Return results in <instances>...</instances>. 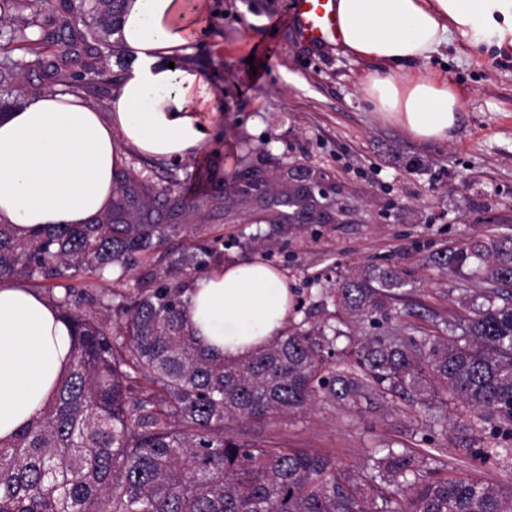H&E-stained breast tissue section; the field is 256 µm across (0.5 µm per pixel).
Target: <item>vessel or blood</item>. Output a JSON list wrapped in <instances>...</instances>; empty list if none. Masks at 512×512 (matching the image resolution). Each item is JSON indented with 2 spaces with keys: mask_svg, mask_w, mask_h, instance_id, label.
<instances>
[{
  "mask_svg": "<svg viewBox=\"0 0 512 512\" xmlns=\"http://www.w3.org/2000/svg\"><path fill=\"white\" fill-rule=\"evenodd\" d=\"M299 40L313 47H325L339 38L336 0H292L285 19Z\"/></svg>",
  "mask_w": 512,
  "mask_h": 512,
  "instance_id": "b4317fda",
  "label": "vessel or blood"
}]
</instances>
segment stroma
I'll use <instances>...</instances> for the list:
<instances>
[{"label":"stroma","instance_id":"obj_1","mask_svg":"<svg viewBox=\"0 0 512 512\" xmlns=\"http://www.w3.org/2000/svg\"><path fill=\"white\" fill-rule=\"evenodd\" d=\"M212 9L208 35L185 59L209 69L224 93L218 134L236 159L216 157L220 177L238 169L248 146L249 166L267 175L271 191H287L290 176L310 177L335 196L338 216L327 224L290 223L267 209L265 197L230 195L202 215L176 216L179 224H203L202 234L172 240L122 282L91 276L79 288L94 294L131 288L148 275L169 284L183 280L167 254L190 246L213 251L216 267L258 257L280 269L293 293L291 328L335 321L322 286L364 264L402 272L419 326L463 313L481 295V283L443 274L425 258L492 230L512 235V52L452 48L447 60L429 61L459 88L462 112L451 141L422 143L373 111L361 84L367 63L295 38L283 23L291 0H212ZM255 63L261 76L251 72ZM197 168L190 159L174 165L139 156L123 165L155 183H188ZM227 430L250 444L276 442L354 466L390 442L444 448L449 474L512 484L511 472L452 454L456 425L433 424L401 403L362 398L347 409L319 396L301 412L234 421Z\"/></svg>","mask_w":512,"mask_h":512}]
</instances>
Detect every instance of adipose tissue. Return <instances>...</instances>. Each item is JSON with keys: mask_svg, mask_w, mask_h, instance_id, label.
I'll return each instance as SVG.
<instances>
[{"mask_svg": "<svg viewBox=\"0 0 512 512\" xmlns=\"http://www.w3.org/2000/svg\"><path fill=\"white\" fill-rule=\"evenodd\" d=\"M210 0H127L120 46L131 61L106 109L81 90L28 99L0 117V222L24 239L108 210L129 154L211 161L222 95L210 72L175 56L208 23ZM343 54L371 63L362 79L374 112L421 142L445 143L460 120L457 87L432 69L407 71L452 45L512 47V0H336ZM286 277L251 258L193 277L185 315L211 352L239 359L288 322ZM73 361L49 298L0 281V441L36 419Z\"/></svg>", "mask_w": 512, "mask_h": 512, "instance_id": "ef3b65f1", "label": "adipose tissue"}]
</instances>
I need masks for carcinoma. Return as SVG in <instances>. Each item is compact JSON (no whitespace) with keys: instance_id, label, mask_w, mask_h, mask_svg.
I'll list each match as a JSON object with an SVG mask.
<instances>
[{"instance_id":"1","label":"carcinoma","mask_w":512,"mask_h":512,"mask_svg":"<svg viewBox=\"0 0 512 512\" xmlns=\"http://www.w3.org/2000/svg\"><path fill=\"white\" fill-rule=\"evenodd\" d=\"M124 0H0L26 20L0 17V81L46 68L78 87L108 83L98 64L123 55L112 36ZM25 43L27 56L2 52ZM82 48L80 72L72 48ZM124 176L109 209L87 224H59L27 240L0 224V280L52 282L49 289L74 340L73 364L42 414L0 442V512H512V486L445 474L425 448L388 447L360 467L338 466L303 448L253 446L224 434V422L290 414L316 395L355 403L370 394L429 414L454 402L458 428L488 433L480 446L463 436L455 451L512 471V235L490 234L431 257L460 279L482 277L486 295L440 333L406 323L415 305L393 267L364 266L330 289L339 311L383 327L347 336L339 327L289 330L240 360L205 349L184 316L186 288L76 291L74 282L148 261L190 224H159L151 204L185 213L213 200L208 191L175 193ZM177 197H172V194ZM269 205L290 221L330 210L314 190L288 189ZM180 269L207 261L190 251ZM121 319V332L90 308ZM339 367L327 364L342 337Z\"/></svg>"}]
</instances>
